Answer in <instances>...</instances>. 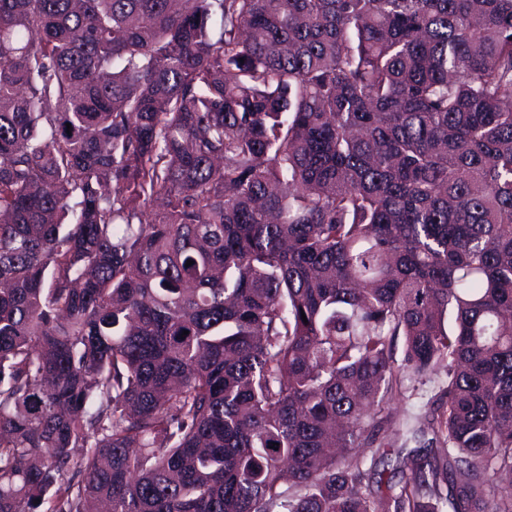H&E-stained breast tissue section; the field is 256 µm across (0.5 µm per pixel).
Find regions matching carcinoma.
Segmentation results:
<instances>
[{"instance_id": "1", "label": "carcinoma", "mask_w": 512, "mask_h": 512, "mask_svg": "<svg viewBox=\"0 0 512 512\" xmlns=\"http://www.w3.org/2000/svg\"><path fill=\"white\" fill-rule=\"evenodd\" d=\"M503 471L512 0H0V512H512ZM445 381V374L442 369L436 370L433 374L430 375L429 378L424 380L423 383L414 382V380H405V385L409 387V391H412L413 387L415 388L410 400H395L391 404V412H392V423L388 430V434L391 437V440L394 441L395 451L398 448H404L402 455L408 453L414 447V443L405 442L406 433L405 427L403 426V422L405 420V415L408 410L418 417L416 424L417 426L421 425L428 430L429 422L431 417H429L426 410L422 408V405L426 403L427 399L438 393L440 388L443 386ZM398 429H400L398 431Z\"/></svg>"}]
</instances>
